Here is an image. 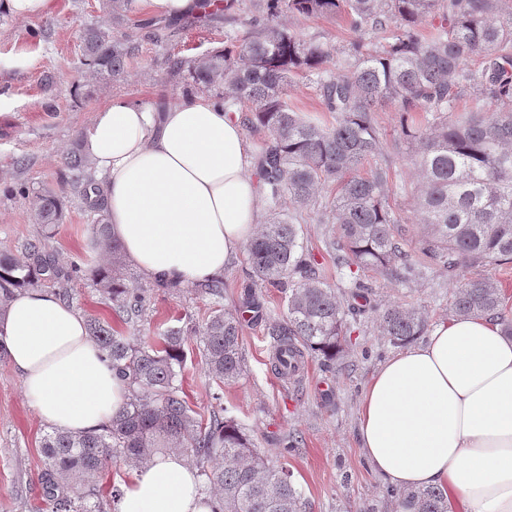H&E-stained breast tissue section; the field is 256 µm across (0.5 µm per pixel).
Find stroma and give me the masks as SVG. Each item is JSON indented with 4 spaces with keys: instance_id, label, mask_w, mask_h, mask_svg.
I'll list each match as a JSON object with an SVG mask.
<instances>
[{
    "instance_id": "stroma-1",
    "label": "stroma",
    "mask_w": 512,
    "mask_h": 512,
    "mask_svg": "<svg viewBox=\"0 0 512 512\" xmlns=\"http://www.w3.org/2000/svg\"><path fill=\"white\" fill-rule=\"evenodd\" d=\"M210 23L155 41L134 30L137 45L125 80L105 81L84 63L81 33L103 25V0H54L50 14L19 21L0 15V254H17L40 234L27 198L19 187L63 193L62 220L50 241L61 266L82 261L85 276L71 281L72 306L81 316L111 319L112 303L89 273L103 262L94 242L92 221L81 199L66 187L64 153L80 139L97 109L121 98L151 107L178 100L183 88L170 78L167 57H202L262 16L263 0H222ZM282 25L301 39L327 47L323 63L333 73L354 40L346 23L335 17L284 13ZM384 155L397 185H416L407 148L396 147L398 114L380 107L376 114ZM373 289V308L351 325L336 370L309 359L297 379L284 382L270 371L272 343L262 325L244 322L246 370L236 382L217 386L205 375L199 357L186 362L183 385L194 409L208 413L214 393H221L230 415L244 424L271 464L287 466L307 504V512H395L383 482L367 462L358 440L359 401L372 374L397 349L382 335L377 312L390 305L419 307L429 323L451 318L453 284L444 268L412 282L358 272ZM212 299L196 286L176 293L155 291L147 320L124 326L129 339L154 336L177 319L191 317L203 326ZM48 427L35 415L8 360H0V512H51L38 482L40 444ZM296 434L298 451L282 454L281 441Z\"/></svg>"
}]
</instances>
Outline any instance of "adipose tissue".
<instances>
[{"label": "adipose tissue", "instance_id": "1", "mask_svg": "<svg viewBox=\"0 0 512 512\" xmlns=\"http://www.w3.org/2000/svg\"><path fill=\"white\" fill-rule=\"evenodd\" d=\"M125 256L144 275L189 286L223 275L256 235L263 206L240 117L196 93L156 111L113 100L83 135ZM0 338L37 417L72 433L98 429L126 384L84 318L41 288L16 293ZM372 470L409 492L441 486L454 512H512V336L490 317L443 320L386 360L359 405ZM119 512H212L177 453L134 467Z\"/></svg>", "mask_w": 512, "mask_h": 512}]
</instances>
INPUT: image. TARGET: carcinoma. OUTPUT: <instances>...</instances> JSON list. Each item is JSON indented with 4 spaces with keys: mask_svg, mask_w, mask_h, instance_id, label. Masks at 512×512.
<instances>
[{
    "mask_svg": "<svg viewBox=\"0 0 512 512\" xmlns=\"http://www.w3.org/2000/svg\"><path fill=\"white\" fill-rule=\"evenodd\" d=\"M110 21L81 34L86 65L98 77L126 76L135 50L126 32L134 0H105ZM506 0H265L266 23L229 40L203 58L167 59L170 76L188 73L186 94L224 89L218 102L226 112L243 113L248 128L262 127L269 139L257 160V174L269 208L258 235L247 245L255 280L245 286L243 307L264 323L272 338V368L282 378L296 375L308 358L329 367L342 353L349 317L366 312L368 293L349 282L347 289L320 278L314 258L302 248L299 213L308 210L317 224H334L329 241L336 272L369 269L407 282L441 265L455 284L451 309L456 317L490 316L512 335L500 286L473 272L475 267L512 260V9ZM343 18L355 34L352 59L334 75L322 63L328 51L306 43L279 22L285 12ZM203 10L181 21L150 19L157 31L205 23ZM431 16L424 35L420 21ZM387 41L371 47L368 33ZM316 76L324 110L333 121L303 117L288 102L291 76ZM470 96L475 110L455 116L457 101ZM497 108H484L487 101ZM399 112L397 139L406 143L417 186L415 209L423 240L418 258L404 247L401 218L390 205L392 167L383 154L374 118L378 106ZM70 183L91 214L97 242L108 263L92 271L99 291L112 300L117 321L146 316L148 290L137 288L126 272L125 256L112 237L101 200L90 199L95 182L81 141L64 156ZM334 183V193L324 194ZM31 198L37 239L19 255L0 256V310L17 289L42 282L71 281L82 267L60 266L48 245L63 214L60 197L50 191ZM275 286L284 294L285 312L270 317L256 289ZM218 305L200 329L169 326L152 340L132 342L110 322L87 319L92 342L126 383L123 405L101 429L72 434L58 429L41 440L43 495L52 512H112L121 489L104 493L97 482L112 463L143 465L175 452L205 478L219 500L215 512H305L292 473L269 463L248 430L228 415L222 397L204 417L189 405L179 381L187 349H196L206 376L216 383L237 380L244 367L243 315L219 307L224 279L200 285ZM380 327L396 346L427 330L419 308L391 306L379 313ZM400 512H448V498L437 486L398 496Z\"/></svg>",
    "mask_w": 512,
    "mask_h": 512,
    "instance_id": "cac0c4a2",
    "label": "carcinoma"
}]
</instances>
